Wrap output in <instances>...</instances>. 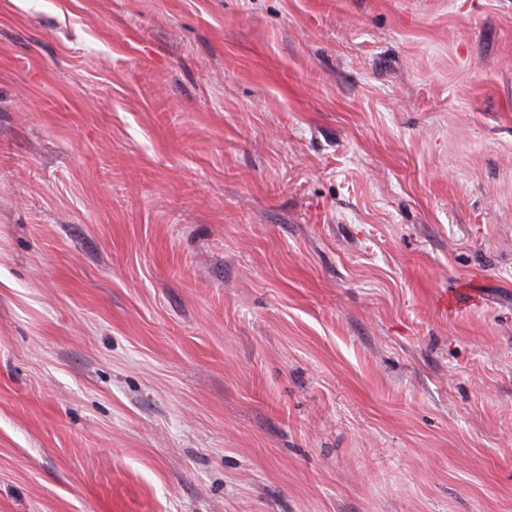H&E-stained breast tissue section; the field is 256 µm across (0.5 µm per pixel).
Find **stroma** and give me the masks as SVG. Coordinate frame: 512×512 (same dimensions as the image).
Segmentation results:
<instances>
[{
    "label": "stroma",
    "instance_id": "1",
    "mask_svg": "<svg viewBox=\"0 0 512 512\" xmlns=\"http://www.w3.org/2000/svg\"><path fill=\"white\" fill-rule=\"evenodd\" d=\"M0 512H512V0H0Z\"/></svg>",
    "mask_w": 512,
    "mask_h": 512
}]
</instances>
